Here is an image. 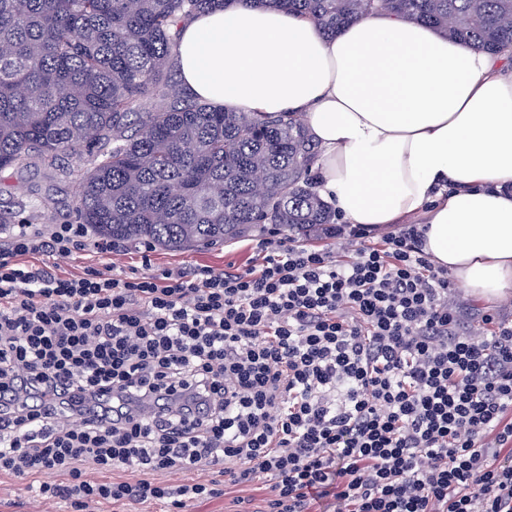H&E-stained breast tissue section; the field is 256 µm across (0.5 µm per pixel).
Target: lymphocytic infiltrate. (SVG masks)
I'll list each match as a JSON object with an SVG mask.
<instances>
[{
	"instance_id": "1",
	"label": "lymphocytic infiltrate",
	"mask_w": 512,
	"mask_h": 512,
	"mask_svg": "<svg viewBox=\"0 0 512 512\" xmlns=\"http://www.w3.org/2000/svg\"><path fill=\"white\" fill-rule=\"evenodd\" d=\"M86 235L22 224L0 247V475L75 512H183L216 488L149 474L220 461L268 479L264 512H512V319L468 330L420 225L330 224L322 247L274 228L260 266L219 275L19 262Z\"/></svg>"
}]
</instances>
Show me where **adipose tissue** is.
Returning <instances> with one entry per match:
<instances>
[{
  "label": "adipose tissue",
  "mask_w": 512,
  "mask_h": 512,
  "mask_svg": "<svg viewBox=\"0 0 512 512\" xmlns=\"http://www.w3.org/2000/svg\"><path fill=\"white\" fill-rule=\"evenodd\" d=\"M182 88L229 110L301 113L319 189L349 224L420 220L473 296L512 291V66L377 13L324 38L238 0L184 23Z\"/></svg>",
  "instance_id": "adipose-tissue-1"
}]
</instances>
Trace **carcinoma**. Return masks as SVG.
I'll return each instance as SVG.
<instances>
[{
  "mask_svg": "<svg viewBox=\"0 0 512 512\" xmlns=\"http://www.w3.org/2000/svg\"><path fill=\"white\" fill-rule=\"evenodd\" d=\"M237 0H0V172L78 174L76 223L177 251L265 224L336 223L317 192V146L293 113L238 112L170 88L181 24ZM334 37L390 12L493 55L512 54V0H250ZM166 99L157 105L153 96ZM69 155L75 170L60 164ZM46 199L0 202L36 224Z\"/></svg>",
  "mask_w": 512,
  "mask_h": 512,
  "instance_id": "carcinoma-1",
  "label": "carcinoma"
}]
</instances>
